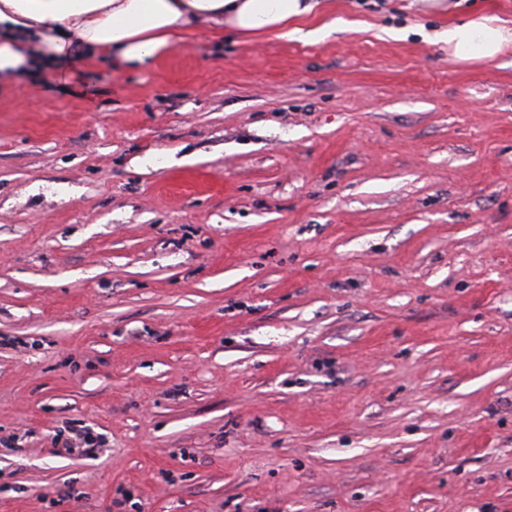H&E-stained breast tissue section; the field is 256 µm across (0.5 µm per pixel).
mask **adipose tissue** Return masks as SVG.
<instances>
[{"instance_id": "adipose-tissue-1", "label": "adipose tissue", "mask_w": 512, "mask_h": 512, "mask_svg": "<svg viewBox=\"0 0 512 512\" xmlns=\"http://www.w3.org/2000/svg\"><path fill=\"white\" fill-rule=\"evenodd\" d=\"M318 0H0V85L103 56L141 66L200 27L216 35L287 32ZM512 35L496 18L476 16L439 34L453 57H495Z\"/></svg>"}]
</instances>
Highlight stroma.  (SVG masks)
I'll return each mask as SVG.
<instances>
[{
    "label": "stroma",
    "mask_w": 512,
    "mask_h": 512,
    "mask_svg": "<svg viewBox=\"0 0 512 512\" xmlns=\"http://www.w3.org/2000/svg\"><path fill=\"white\" fill-rule=\"evenodd\" d=\"M447 2L0 91V512H512V40L434 38L512 0ZM489 16H476L468 21L454 24L439 34L440 41L448 44V52L454 58L461 55L491 59L501 50L509 38L508 32ZM68 434L60 432L57 434L55 444L58 448H63L65 454L71 456L91 455L101 448L102 441L94 436L90 431L77 428H68Z\"/></svg>",
    "instance_id": "1"
}]
</instances>
